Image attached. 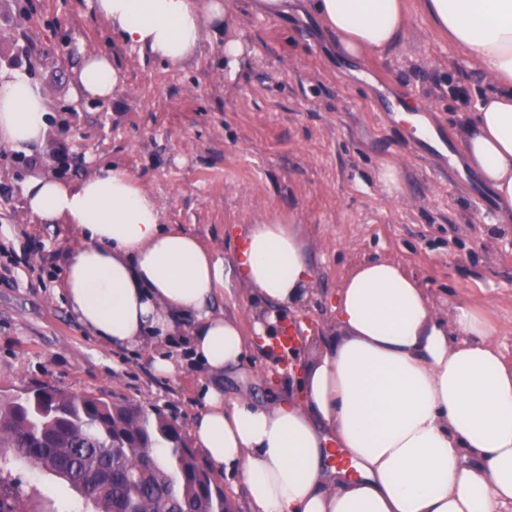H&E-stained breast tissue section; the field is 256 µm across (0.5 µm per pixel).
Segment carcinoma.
Segmentation results:
<instances>
[{
	"label": "carcinoma",
	"mask_w": 512,
	"mask_h": 512,
	"mask_svg": "<svg viewBox=\"0 0 512 512\" xmlns=\"http://www.w3.org/2000/svg\"><path fill=\"white\" fill-rule=\"evenodd\" d=\"M67 484L95 512H236L207 462L156 408L37 384L0 395V464ZM0 512H18L0 482Z\"/></svg>",
	"instance_id": "obj_1"
}]
</instances>
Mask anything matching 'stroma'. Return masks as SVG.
Masks as SVG:
<instances>
[{"label":"stroma","instance_id":"1","mask_svg":"<svg viewBox=\"0 0 512 512\" xmlns=\"http://www.w3.org/2000/svg\"><path fill=\"white\" fill-rule=\"evenodd\" d=\"M229 24L205 29L175 64L123 43L94 0H0V69L49 91L50 131L30 153L0 144V391L48 383L158 407L190 432L202 404L201 372L186 364L155 375V339L117 352L92 340L57 293L79 239L66 224H42L23 207L34 176L73 181L125 168L163 206V221L195 234L237 263L239 243L263 217L296 225L314 267V294L297 322L292 353L255 345L224 393L285 396L289 366L305 363L336 333V295L350 269L389 259L417 280L433 306L478 304L512 358V214L463 155L462 113L488 92L472 56L433 27L422 0H407L396 43L362 59L338 54L336 37L308 7L253 11L236 0ZM244 54L224 66V39ZM106 50L120 76L107 101L75 96L80 49ZM465 95H458V88ZM419 102L439 143L413 136L386 100ZM397 167L399 191L378 180ZM253 291L224 284L216 313L250 326ZM21 512H92L67 485L15 462L0 472Z\"/></svg>","mask_w":512,"mask_h":512}]
</instances>
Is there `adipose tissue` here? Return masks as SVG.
Listing matches in <instances>:
<instances>
[{"instance_id": "ef3b65f1", "label": "adipose tissue", "mask_w": 512, "mask_h": 512, "mask_svg": "<svg viewBox=\"0 0 512 512\" xmlns=\"http://www.w3.org/2000/svg\"><path fill=\"white\" fill-rule=\"evenodd\" d=\"M435 29L472 54L492 89L467 120L469 165L512 207V0H423ZM235 0H95L123 41L177 63L207 25L230 19ZM340 53L360 58L391 48L406 27L403 0H315ZM75 94L111 98L120 77L107 52H83ZM47 89L0 70V142L19 152L49 132ZM27 210L79 237L64 295L104 345L164 342L185 319L184 353L164 349L154 372L175 377L186 362L206 379L192 427L212 470L235 474L254 512H512V358L473 303L432 307L394 262L357 266L336 299L337 332L295 380L297 398L259 403L228 397L251 340L272 334L285 310L304 305L313 271L295 225L264 218L240 245L238 275L259 299L238 320L215 315L224 256L164 223L159 201L132 175L107 166L86 178H31ZM342 448L357 477L326 468Z\"/></svg>"}]
</instances>
